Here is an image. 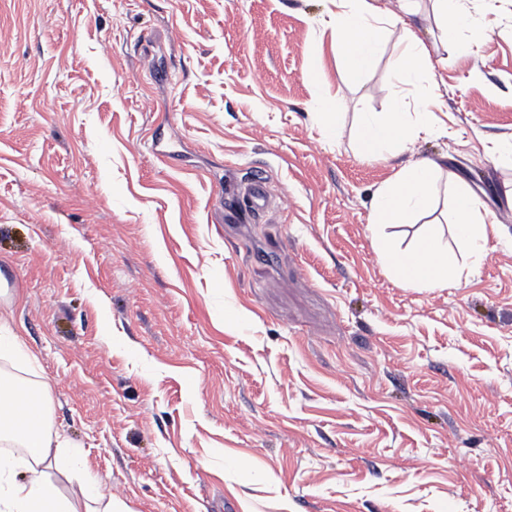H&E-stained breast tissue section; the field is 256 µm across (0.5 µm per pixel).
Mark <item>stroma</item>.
I'll list each match as a JSON object with an SVG mask.
<instances>
[{
    "instance_id": "35a3bbf8",
    "label": "stroma",
    "mask_w": 512,
    "mask_h": 512,
    "mask_svg": "<svg viewBox=\"0 0 512 512\" xmlns=\"http://www.w3.org/2000/svg\"><path fill=\"white\" fill-rule=\"evenodd\" d=\"M327 0H0V318L50 425L126 512H512V223L404 288L369 213L432 160L490 209L512 169V0L409 22L433 80L359 73ZM437 94L415 153L362 112ZM265 201L251 197L254 181ZM446 38L448 33L470 31L479 36L483 31L477 25L466 6L469 0H434ZM7 349L13 355L23 358L33 365L36 357L30 352L22 336H18L8 326L0 323V350Z\"/></svg>"
}]
</instances>
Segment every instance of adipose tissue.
Masks as SVG:
<instances>
[{
  "mask_svg": "<svg viewBox=\"0 0 512 512\" xmlns=\"http://www.w3.org/2000/svg\"><path fill=\"white\" fill-rule=\"evenodd\" d=\"M414 0H394L379 5L375 0H328L321 25L330 33L336 52L344 56L352 71H359L387 41L401 49L402 65L395 78L403 85L414 84L427 64V51L404 20ZM362 142L367 157L385 160L412 151L419 140L435 131L428 102L417 113L405 112L396 100L390 112L359 115ZM441 172L439 164L419 162L399 169L378 190L370 215V228L381 261L398 284L411 288H449L456 285L462 266L437 230L419 236L411 246L401 247L381 237L386 227L409 224L431 206ZM451 233L466 249L465 256L479 263L486 254L490 236L498 234L495 211L485 206L462 180L453 186ZM50 395L46 388L0 385V439L29 448L31 458L19 463L0 454V512H122L120 506L103 501L100 488L89 476L78 472V461L66 441L48 423ZM69 484L61 492L57 478ZM102 510H95V503Z\"/></svg>",
  "mask_w": 512,
  "mask_h": 512,
  "instance_id": "1",
  "label": "adipose tissue"
}]
</instances>
